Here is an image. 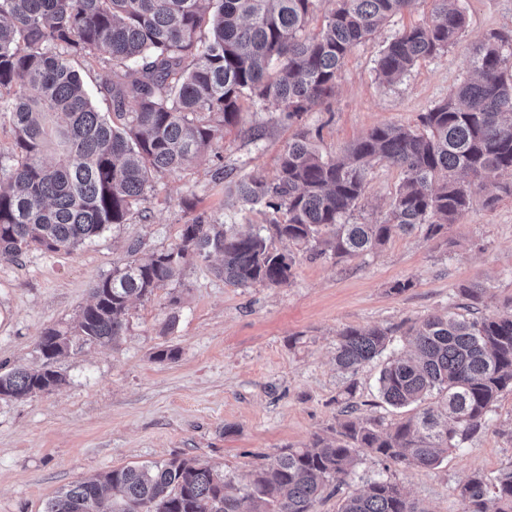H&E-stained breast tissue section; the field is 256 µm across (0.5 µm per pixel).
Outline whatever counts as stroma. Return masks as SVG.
<instances>
[{
	"instance_id": "35a3bbf8",
	"label": "stroma",
	"mask_w": 512,
	"mask_h": 512,
	"mask_svg": "<svg viewBox=\"0 0 512 512\" xmlns=\"http://www.w3.org/2000/svg\"><path fill=\"white\" fill-rule=\"evenodd\" d=\"M433 6L415 0L356 46L336 94L300 118H288L274 102L244 99L238 124L201 158L158 177L127 223L68 254L33 249L1 261L0 368L43 367L36 347L42 331L70 325L97 280L129 260L133 242L145 252L177 246L183 224L198 215L242 231L284 223L285 212L243 206L237 180L273 178L280 153L301 131L323 156L336 158L374 126L417 125L468 75L475 48L491 32L512 31V0H462L467 24L457 43L417 62L401 81L380 83L382 48L398 31L428 20ZM401 180L400 169L374 163L352 222L381 219ZM268 244L293 255L288 284L235 286L215 274L217 259L194 261L181 282L132 304L123 336L54 362L65 378L60 387L0 400V512H45L75 482L176 456L223 471L233 488H242L265 458L331 435L343 389L334 356L344 329H392L391 350L399 353L408 324L430 314L463 315L461 285L484 288L481 312L512 308V197H499L491 185L440 235L427 237L419 227L339 263L274 236ZM404 280L412 288L391 293ZM165 348L177 349V358L157 360ZM381 367L377 359L358 371L356 415L390 422L397 415L378 393ZM510 467L509 392L485 429L449 450L440 465L385 470L361 455L340 494L316 510L336 512L343 496L385 475L419 512H464L457 488L472 472L494 476Z\"/></svg>"
}]
</instances>
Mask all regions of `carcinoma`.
Instances as JSON below:
<instances>
[{
	"mask_svg": "<svg viewBox=\"0 0 512 512\" xmlns=\"http://www.w3.org/2000/svg\"><path fill=\"white\" fill-rule=\"evenodd\" d=\"M317 0H0V120L13 148L0 159V261L32 248L69 253L144 203L159 174L203 156L240 119L245 96L276 102L288 117L330 99L345 60L415 0H336L314 35L305 33ZM431 19L398 32L376 61L381 82L400 81L421 59L448 51L465 26L459 0H433ZM112 59L107 86L114 118L98 111L73 62L95 50ZM193 59L185 69V58ZM512 36L494 32L478 48L472 75L420 116V125L375 126L343 159L325 158L304 135L280 154L276 177L245 174L246 204L284 210L271 226L290 244L341 261L406 234L455 223L476 192L495 183L512 195ZM135 107L126 110V102ZM374 159L404 174L388 212L372 224L346 217ZM182 244L138 256L101 277L70 328H48L46 360L101 345L127 329L133 300L181 279L191 259L221 257L224 282L278 286L292 257L270 250L259 231L238 233L197 216ZM413 354L389 357L379 394L391 425L352 420L353 377L392 344L386 329L348 327L336 365L348 383L336 438L286 448L255 467L242 491L224 473L175 457L152 468L112 469L50 499L45 512H316L328 490L355 473L360 454L404 467H434L448 449L478 434L501 394L512 392V309L474 319L431 314L407 331ZM65 381L57 370L0 372V400H22ZM498 507L491 511L488 494ZM466 512H512V469L474 473L462 485ZM338 512H418L397 483L377 478L344 498Z\"/></svg>",
	"mask_w": 512,
	"mask_h": 512,
	"instance_id": "1",
	"label": "carcinoma"
}]
</instances>
